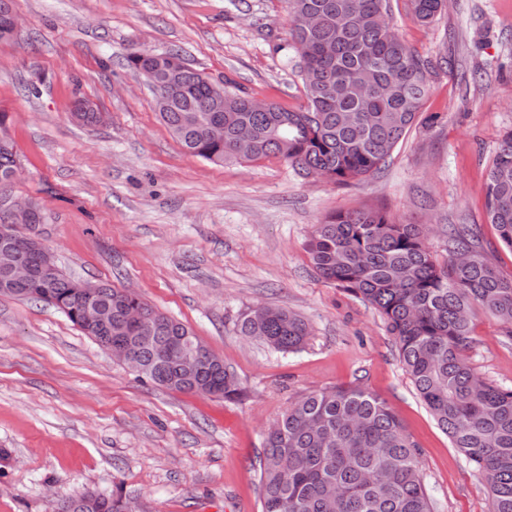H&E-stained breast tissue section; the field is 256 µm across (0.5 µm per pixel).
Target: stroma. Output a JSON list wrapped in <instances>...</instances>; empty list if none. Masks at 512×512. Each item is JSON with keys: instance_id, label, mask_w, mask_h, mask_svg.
I'll return each instance as SVG.
<instances>
[{"instance_id": "stroma-1", "label": "stroma", "mask_w": 512, "mask_h": 512, "mask_svg": "<svg viewBox=\"0 0 512 512\" xmlns=\"http://www.w3.org/2000/svg\"><path fill=\"white\" fill-rule=\"evenodd\" d=\"M16 45L0 46V113L19 160L13 197L75 279L137 292L184 323L239 378L227 401L138 380L63 313L0 296V512H51L84 489L140 512H261L265 428L300 396L356 386L384 401L418 445L435 512H489L483 475L417 396L379 314L312 269L306 242L326 215L375 207L423 225L437 257L449 225L476 228L497 272L512 249L485 213L487 165L512 130V0H448L420 24L392 0L399 35L430 61L423 114L373 176L347 185L278 157L216 165L162 123L129 53L179 49L231 90L303 105L284 0H13ZM89 99L100 123L71 115ZM259 305L311 327L278 353L241 336ZM472 367L512 386V337L476 312Z\"/></svg>"}]
</instances>
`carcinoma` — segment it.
Returning a JSON list of instances; mask_svg holds the SVG:
<instances>
[{
	"label": "carcinoma",
	"instance_id": "obj_1",
	"mask_svg": "<svg viewBox=\"0 0 512 512\" xmlns=\"http://www.w3.org/2000/svg\"><path fill=\"white\" fill-rule=\"evenodd\" d=\"M286 3L306 105L272 103L258 112L247 94L226 89L224 111L210 112L212 84L179 51L169 50L181 88L162 120L186 152L218 165L276 156L334 184L377 173L422 115L428 61L396 32L390 0ZM444 6V0H409L424 25ZM221 124L224 135L211 136L210 127ZM15 170L17 152L9 139L0 145V226L9 223L1 200ZM485 208L512 249V130L488 167ZM306 251L319 277L380 314L433 418L467 461L488 475L491 512H512V388L479 376L468 360L474 310L512 326V279L488 263L477 231L448 225V256L440 261L421 225L364 207L314 225ZM78 284L57 268L38 277L27 298L63 302L65 316L84 331ZM94 290L110 328L92 335L131 343L154 337L138 347L139 379L178 392L197 387L227 400L242 396L235 374L185 324L124 289L96 283ZM134 306L146 315L143 331L126 318ZM237 329L279 353L301 349L310 336L309 324L283 307L255 308ZM172 347L204 350L209 361L187 374ZM260 485L261 512H434L417 444L383 401L360 388L310 392L289 406L264 434ZM125 504L118 494L86 490L53 512H125Z\"/></svg>",
	"mask_w": 512,
	"mask_h": 512
}]
</instances>
